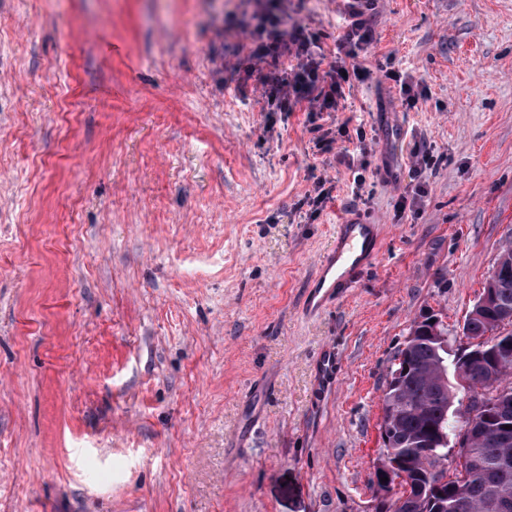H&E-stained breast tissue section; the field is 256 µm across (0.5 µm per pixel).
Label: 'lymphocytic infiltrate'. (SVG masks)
<instances>
[{
    "label": "lymphocytic infiltrate",
    "instance_id": "f902f5d3",
    "mask_svg": "<svg viewBox=\"0 0 512 512\" xmlns=\"http://www.w3.org/2000/svg\"><path fill=\"white\" fill-rule=\"evenodd\" d=\"M283 0H266L249 22L255 43L251 76L270 111L288 113L302 106L309 113L343 112L355 80L368 76L367 67H346L341 58H328L303 27L287 26ZM293 65L281 68L282 57Z\"/></svg>",
    "mask_w": 512,
    "mask_h": 512
}]
</instances>
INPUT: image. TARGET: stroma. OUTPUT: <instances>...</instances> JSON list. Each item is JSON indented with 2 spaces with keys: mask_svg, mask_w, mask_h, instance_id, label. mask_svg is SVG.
Here are the masks:
<instances>
[{
  "mask_svg": "<svg viewBox=\"0 0 512 512\" xmlns=\"http://www.w3.org/2000/svg\"><path fill=\"white\" fill-rule=\"evenodd\" d=\"M253 6L0 0V512H371L392 357L512 242V0H377L328 151L346 114L263 112ZM289 15L343 56L333 0ZM349 212L379 255L306 319Z\"/></svg>",
  "mask_w": 512,
  "mask_h": 512,
  "instance_id": "35a3bbf8",
  "label": "stroma"
}]
</instances>
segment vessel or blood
Here are the masks:
<instances>
[{"instance_id":"vessel-or-blood-1","label":"vessel or blood","mask_w":512,"mask_h":512,"mask_svg":"<svg viewBox=\"0 0 512 512\" xmlns=\"http://www.w3.org/2000/svg\"><path fill=\"white\" fill-rule=\"evenodd\" d=\"M381 246V227L359 214L337 224L332 240L320 254L317 271L302 301L305 316L323 314L349 288L376 258Z\"/></svg>"}]
</instances>
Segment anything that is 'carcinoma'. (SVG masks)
Returning <instances> with one entry per match:
<instances>
[{"label":"carcinoma","mask_w":512,"mask_h":512,"mask_svg":"<svg viewBox=\"0 0 512 512\" xmlns=\"http://www.w3.org/2000/svg\"><path fill=\"white\" fill-rule=\"evenodd\" d=\"M498 265L504 270L487 281L484 289L493 294L490 308L472 307L464 329L475 338L497 333L512 340V246L503 250ZM448 335V325L438 313H427L414 320L403 347L396 356L405 357L407 371L387 384L381 427L391 446L383 447L381 464L407 476L409 497L404 503L394 498L389 512H415L410 508L418 498L428 505L427 512H454L452 505L464 500L468 512H501L495 503L506 501L512 512V386L511 393L497 400L491 420L474 438V454L483 466L469 473L461 484L444 481L445 471L454 461L448 457V440L456 436L461 409L455 408L454 355L444 348L440 337ZM470 390L484 391L502 379L494 375L491 360L478 356L464 370Z\"/></svg>","instance_id":"cac0c4a2"}]
</instances>
